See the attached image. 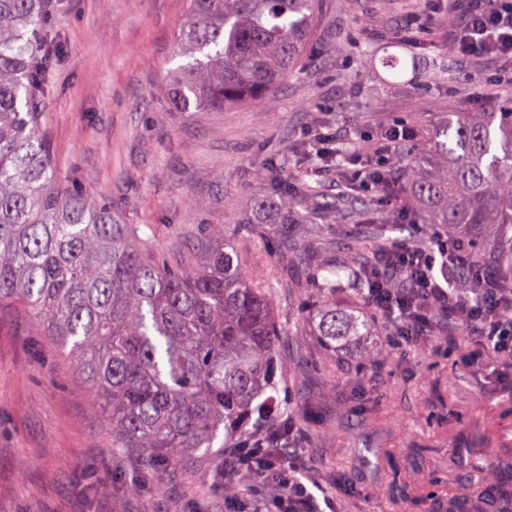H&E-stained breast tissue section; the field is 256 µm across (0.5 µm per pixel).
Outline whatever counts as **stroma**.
<instances>
[{"mask_svg":"<svg viewBox=\"0 0 512 512\" xmlns=\"http://www.w3.org/2000/svg\"><path fill=\"white\" fill-rule=\"evenodd\" d=\"M296 75L263 103L221 112L165 104L173 41L188 0H55L50 29L65 57L49 77L41 126L56 172L71 189L121 210L161 245L179 227L232 225L256 189L281 179L322 199L347 191L325 221L339 250L357 225H397L394 244L422 240L407 197L393 200L356 178L355 165L311 174L308 130L333 126L348 142L402 122L422 131L437 112H481L511 98L512 78L486 58L443 56L455 23L424 0H320ZM418 36L417 73L393 77L382 60ZM273 225L239 239L248 271L273 283L282 327L283 403L297 405L287 462L332 496L334 512H405L387 487L400 481L444 494L470 484L446 468L448 450L494 448L512 434V358L485 348L464 321L432 319L412 343L384 323L328 358L308 316L315 298L289 288ZM66 349L19 306L0 303V512H269L283 489L223 467V449L147 474L142 457L112 445V423ZM385 448L388 461L361 458ZM139 493H130V486Z\"/></svg>","mask_w":512,"mask_h":512,"instance_id":"obj_1","label":"stroma"}]
</instances>
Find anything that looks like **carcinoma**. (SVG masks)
Returning <instances> with one entry per match:
<instances>
[{
	"label": "carcinoma",
	"instance_id": "1",
	"mask_svg": "<svg viewBox=\"0 0 512 512\" xmlns=\"http://www.w3.org/2000/svg\"><path fill=\"white\" fill-rule=\"evenodd\" d=\"M319 0H190L175 38L167 98L175 112H222L268 98L298 64ZM51 0H0V302L21 306L63 346L94 388L92 409L112 420L118 448H138L162 470L189 453L209 455L219 431L247 444L253 424L286 434L294 413L272 395L282 376L271 289L245 270L236 233L207 224L171 256L136 224L59 179L40 126L42 98L62 42L45 29ZM385 58L396 76L416 73L413 46ZM402 189L426 238L448 234L467 255L448 279L461 309L481 283L472 264L512 288V101L471 117L436 112L417 150L398 158ZM280 226L283 269L301 259L290 287L317 297L310 321L327 352L363 336L368 320L336 308L375 285L408 295L398 274L376 281L390 252L386 223L359 225L357 245L336 253L313 197L285 187L257 195L238 224ZM459 466L493 472L462 495L388 494L415 512H512V453L454 448Z\"/></svg>",
	"mask_w": 512,
	"mask_h": 512
}]
</instances>
